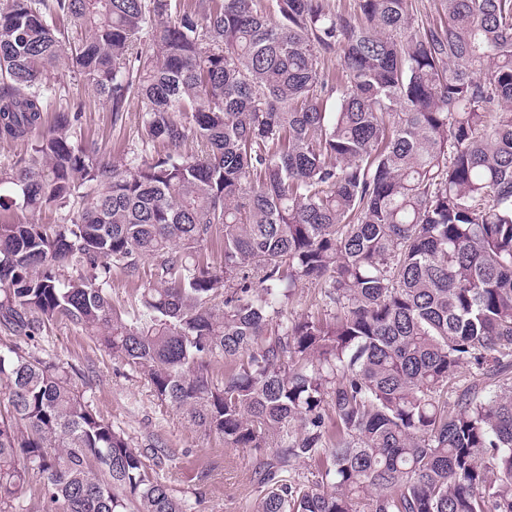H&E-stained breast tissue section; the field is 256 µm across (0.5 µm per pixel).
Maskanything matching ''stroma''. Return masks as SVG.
Wrapping results in <instances>:
<instances>
[{
	"label": "stroma",
	"instance_id": "obj_1",
	"mask_svg": "<svg viewBox=\"0 0 512 512\" xmlns=\"http://www.w3.org/2000/svg\"><path fill=\"white\" fill-rule=\"evenodd\" d=\"M50 82L57 92L52 110L83 100L82 133L96 140L107 157L119 161L139 151L138 109H131L125 126L116 129L98 98L65 69L52 72ZM15 345L74 371L97 412L131 447L145 454L166 450L162 473L186 512H252L260 494L255 465L266 449L225 447L222 438L158 400L138 368L114 359L95 336L70 322L50 324L31 343L0 327V349Z\"/></svg>",
	"mask_w": 512,
	"mask_h": 512
}]
</instances>
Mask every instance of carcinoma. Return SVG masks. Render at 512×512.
<instances>
[{
  "label": "carcinoma",
  "instance_id": "carcinoma-1",
  "mask_svg": "<svg viewBox=\"0 0 512 512\" xmlns=\"http://www.w3.org/2000/svg\"><path fill=\"white\" fill-rule=\"evenodd\" d=\"M409 2L0 0V142L30 145L0 213L77 209L0 223V325L68 320L225 446L274 449L255 512H512V0ZM62 58L112 126L141 102L144 154L78 139L81 102L45 126ZM147 259L127 319L112 267ZM301 281L334 311L288 319ZM0 383V512L32 472L62 512H185L63 365L10 348ZM72 210L69 208H43L39 211L21 210L16 209L11 212L0 214V222H14V223H28L34 222L36 224H70L75 218ZM326 464L316 459H306L305 461L296 462L293 466V478L301 486L312 485L316 480L321 479V474L324 473Z\"/></svg>",
  "mask_w": 512,
  "mask_h": 512
}]
</instances>
